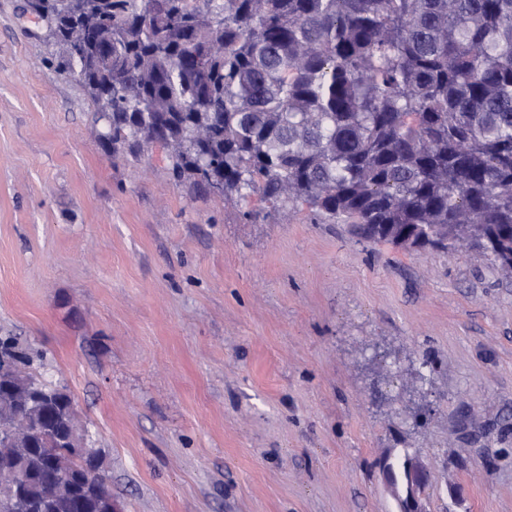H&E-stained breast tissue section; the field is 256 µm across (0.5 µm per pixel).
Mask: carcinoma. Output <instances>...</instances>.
<instances>
[{"label":"carcinoma","instance_id":"1","mask_svg":"<svg viewBox=\"0 0 512 512\" xmlns=\"http://www.w3.org/2000/svg\"><path fill=\"white\" fill-rule=\"evenodd\" d=\"M112 155L512 270V0H28ZM67 12L74 23L57 26Z\"/></svg>","mask_w":512,"mask_h":512}]
</instances>
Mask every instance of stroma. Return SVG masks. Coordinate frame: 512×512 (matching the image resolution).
<instances>
[{"label":"stroma","instance_id":"stroma-1","mask_svg":"<svg viewBox=\"0 0 512 512\" xmlns=\"http://www.w3.org/2000/svg\"><path fill=\"white\" fill-rule=\"evenodd\" d=\"M26 0H0V336L86 422L118 512H512V272L364 240L113 157ZM427 463L416 453L410 455L406 468V485L402 490L389 477L385 466H381L383 476L397 493L400 512H429V502L425 495Z\"/></svg>","mask_w":512,"mask_h":512}]
</instances>
